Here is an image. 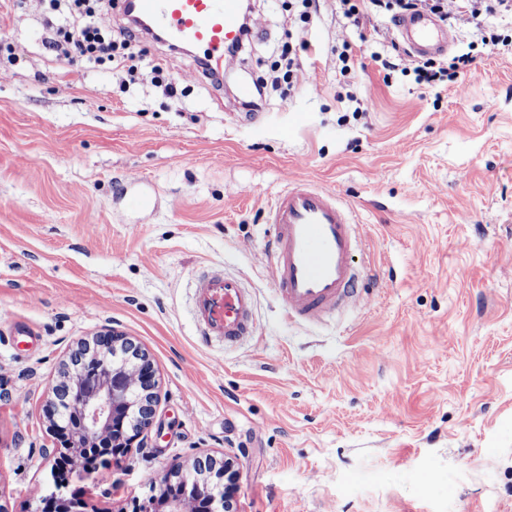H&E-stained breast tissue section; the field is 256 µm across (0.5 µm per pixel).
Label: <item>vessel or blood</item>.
Listing matches in <instances>:
<instances>
[{
  "mask_svg": "<svg viewBox=\"0 0 512 512\" xmlns=\"http://www.w3.org/2000/svg\"><path fill=\"white\" fill-rule=\"evenodd\" d=\"M126 9L164 35L203 49L206 68L230 67L229 50L241 42L240 0H125ZM393 25L413 56L446 54L451 29L426 13L407 14ZM274 236L269 273L289 318L316 323L361 303L355 262L357 224L335 191L289 176L270 205ZM253 297L239 280L200 272L194 311L202 335L234 344L254 333Z\"/></svg>",
  "mask_w": 512,
  "mask_h": 512,
  "instance_id": "1",
  "label": "vessel or blood"
}]
</instances>
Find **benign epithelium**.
<instances>
[{
	"label": "benign epithelium",
	"mask_w": 512,
	"mask_h": 512,
	"mask_svg": "<svg viewBox=\"0 0 512 512\" xmlns=\"http://www.w3.org/2000/svg\"><path fill=\"white\" fill-rule=\"evenodd\" d=\"M68 369L80 390L66 403V420L54 431L72 450L80 443L124 455L154 423L155 371L148 356L123 334L112 331L96 342L77 343ZM164 496L135 505L136 512H235L219 486L174 464L162 479Z\"/></svg>",
	"instance_id": "obj_1"
}]
</instances>
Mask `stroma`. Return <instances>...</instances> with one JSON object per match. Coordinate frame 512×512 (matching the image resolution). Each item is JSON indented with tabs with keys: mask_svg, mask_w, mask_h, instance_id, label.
Segmentation results:
<instances>
[{
	"mask_svg": "<svg viewBox=\"0 0 512 512\" xmlns=\"http://www.w3.org/2000/svg\"><path fill=\"white\" fill-rule=\"evenodd\" d=\"M259 35L227 84L142 39L139 78L50 49L49 0H0L19 60L0 77V505L55 489L48 405L78 342L107 329L148 354L155 424L108 470L71 468L86 512H131L172 464L230 458L238 512H512V13L454 25L475 71H386L392 15L310 23L254 0ZM310 40L298 83L244 114L240 80ZM162 63L180 91L152 81ZM355 212L367 301L288 319L268 275L269 206L289 174ZM153 203L128 210L124 192ZM239 277L254 340L200 336L196 275Z\"/></svg>",
	"mask_w": 512,
	"mask_h": 512,
	"instance_id": "1",
	"label": "stroma"
}]
</instances>
